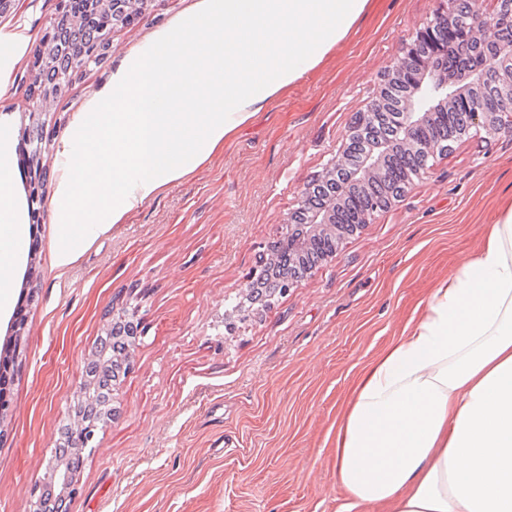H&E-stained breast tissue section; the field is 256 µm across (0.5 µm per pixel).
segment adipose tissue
<instances>
[{"label": "adipose tissue", "instance_id": "ef3b65f1", "mask_svg": "<svg viewBox=\"0 0 512 512\" xmlns=\"http://www.w3.org/2000/svg\"><path fill=\"white\" fill-rule=\"evenodd\" d=\"M369 0H198L128 54L56 156L53 266L203 163L349 32ZM200 30L211 42L187 54ZM245 49L227 57L222 38ZM14 143L0 137V266L23 252ZM358 373L336 423L338 512H512V203L482 248Z\"/></svg>", "mask_w": 512, "mask_h": 512}]
</instances>
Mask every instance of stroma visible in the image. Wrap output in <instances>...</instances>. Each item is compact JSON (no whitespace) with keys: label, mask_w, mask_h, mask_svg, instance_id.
I'll return each instance as SVG.
<instances>
[{"label":"stroma","mask_w":512,"mask_h":512,"mask_svg":"<svg viewBox=\"0 0 512 512\" xmlns=\"http://www.w3.org/2000/svg\"><path fill=\"white\" fill-rule=\"evenodd\" d=\"M439 0H371L319 65L201 166L97 237L68 270L52 267L56 148L72 115L137 45L197 0H155L112 30L90 66L48 107L41 156L38 288L17 345L22 365L0 418V512H26L83 380L105 313L139 305L133 367L97 432L66 512H336V420L359 370L417 304L482 246L512 202V133L479 131L430 158L406 197L347 237L288 294L226 330L265 255L285 236L299 191L335 159L378 96L402 47ZM57 0H12L0 28L39 47ZM33 56L0 89V134L20 141L33 101Z\"/></svg>","instance_id":"1"}]
</instances>
